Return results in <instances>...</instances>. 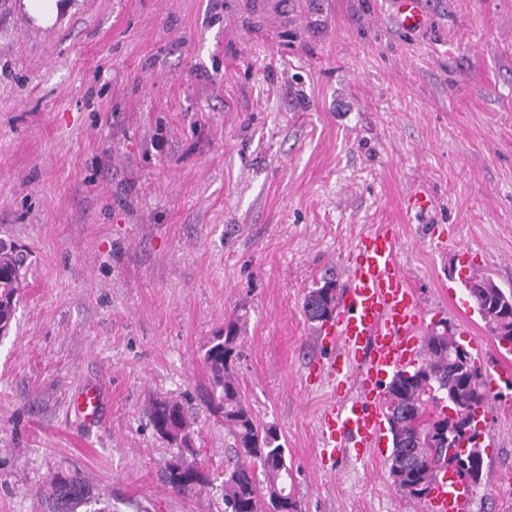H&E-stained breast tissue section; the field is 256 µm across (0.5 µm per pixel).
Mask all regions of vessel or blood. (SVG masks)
<instances>
[{
    "label": "vessel or blood",
    "mask_w": 512,
    "mask_h": 512,
    "mask_svg": "<svg viewBox=\"0 0 512 512\" xmlns=\"http://www.w3.org/2000/svg\"><path fill=\"white\" fill-rule=\"evenodd\" d=\"M401 26L421 29L419 0H394ZM346 270L340 310L321 333L331 359L322 375L342 388L318 418L320 460L381 454L387 430L383 385L420 359L425 307L398 257L388 224L359 238ZM470 493L452 472L437 476L423 512H467Z\"/></svg>",
    "instance_id": "obj_1"
}]
</instances>
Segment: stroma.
<instances>
[{"mask_svg":"<svg viewBox=\"0 0 512 512\" xmlns=\"http://www.w3.org/2000/svg\"><path fill=\"white\" fill-rule=\"evenodd\" d=\"M0 0V238L26 257L0 337V512H40L75 473L118 512H224L221 415L203 354L243 335V402L278 428L301 512H417L387 457L319 461L336 399L303 311L325 271L394 225L399 259L499 381L468 512H512V355L476 309L472 269L512 288V0H63L42 28ZM421 187L427 215L402 197ZM100 388L99 420L73 401ZM180 401L194 447L146 409ZM206 481L180 496L174 463ZM401 26L408 31L423 28L426 18L419 7V0H393Z\"/></svg>","mask_w":512,"mask_h":512,"instance_id":"obj_1","label":"stroma"}]
</instances>
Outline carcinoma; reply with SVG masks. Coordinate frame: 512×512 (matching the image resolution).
<instances>
[{
	"label": "carcinoma",
	"mask_w": 512,
	"mask_h": 512,
	"mask_svg": "<svg viewBox=\"0 0 512 512\" xmlns=\"http://www.w3.org/2000/svg\"><path fill=\"white\" fill-rule=\"evenodd\" d=\"M25 258L14 248L0 241V334L11 327L15 313V298L21 285V269ZM477 277L464 280L468 295L485 321L500 317L506 308L512 309V291L485 292L476 287ZM337 283L323 279V284L312 288L305 305L309 321H326L336 309ZM455 340L436 336L422 344L420 364L414 370H399L393 375L389 392L400 396L404 414L392 437L391 464L401 463L400 473L393 484L405 497L422 501L430 492L436 471L441 469L442 457L448 452V419L435 415L440 393L458 407L465 417L474 416L477 409L488 407L487 379L480 374V366L471 352L460 357L448 356ZM242 356L238 325L231 322L224 327V335L217 336L205 350L204 363L211 374V391L203 397L210 412L222 411L224 429L231 443L232 454L224 465V480L220 485L224 512H298L293 491L272 500L267 489L291 479L284 449L278 443L277 428L261 424L251 409L242 401L236 383L235 369ZM432 416L431 427L417 432L412 426L415 417ZM154 430L169 437L166 427L175 418L189 421L183 405L177 401H157L149 412ZM164 483L177 494L193 492L197 483L188 478L186 469L170 466L164 474ZM44 512H77L86 506L88 512H112L108 504H101L91 488L82 480L68 475H57L46 489L38 492Z\"/></svg>",
	"instance_id": "cac0c4a2"
}]
</instances>
